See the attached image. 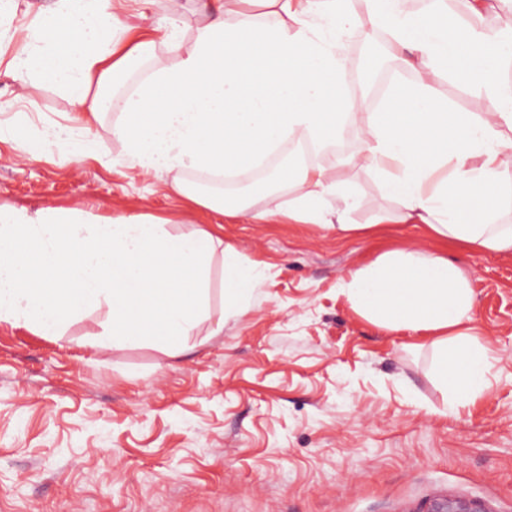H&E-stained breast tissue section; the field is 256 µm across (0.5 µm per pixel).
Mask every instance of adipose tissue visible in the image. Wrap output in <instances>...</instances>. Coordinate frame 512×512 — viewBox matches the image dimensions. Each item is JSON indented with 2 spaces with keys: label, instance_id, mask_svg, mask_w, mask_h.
Listing matches in <instances>:
<instances>
[{
  "label": "adipose tissue",
  "instance_id": "adipose-tissue-1",
  "mask_svg": "<svg viewBox=\"0 0 512 512\" xmlns=\"http://www.w3.org/2000/svg\"><path fill=\"white\" fill-rule=\"evenodd\" d=\"M250 2L205 0L208 20L188 42L174 28L134 35L112 0H56L20 32L0 29L7 73L29 89L55 85L70 107L65 124H45L35 140L19 134L25 112H1L0 141L24 157L63 140L70 160L80 162L96 156V126L112 110L124 117L113 133L125 144L129 167L166 175L176 194L250 219L248 199L190 193L184 171L234 173L274 145L325 140L339 131L341 105L367 130L364 149L329 169L280 168L267 192L268 215L362 232V225L333 222L327 202L347 197V170L366 168L396 201L395 223L424 225L472 252L512 255V224L499 221L512 207V81L504 77L512 69V27L462 23L449 16L447 0H427L419 11L408 0H260L261 14L246 12ZM365 23L384 33L391 54L418 75L398 84L377 111L342 99L336 42L312 36L317 24L348 31ZM160 44L176 62L157 54ZM138 60L151 66L137 89L108 95ZM439 72L478 88L473 111L453 112L436 100L426 79ZM284 189L293 193L285 204L278 200ZM222 264L230 317L248 306L264 270L229 244ZM337 286L381 327L436 332L437 378L452 405L486 391L491 363L471 333L473 287L453 259L402 246L349 270Z\"/></svg>",
  "mask_w": 512,
  "mask_h": 512
}]
</instances>
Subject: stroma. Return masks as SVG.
<instances>
[{
    "label": "stroma",
    "instance_id": "1",
    "mask_svg": "<svg viewBox=\"0 0 512 512\" xmlns=\"http://www.w3.org/2000/svg\"><path fill=\"white\" fill-rule=\"evenodd\" d=\"M138 34L176 26L191 39L198 0H113ZM365 29L337 36L347 94L376 102L360 81ZM429 85L455 112L476 89L440 73ZM59 89L34 90L25 133L61 121ZM116 112L97 127L99 156L63 144L25 160L0 142V205L80 208L102 219L145 214L169 232L206 230L266 269L250 305L224 324L202 322L187 348L155 341L90 347L102 317L45 335L0 323V512H428L459 497L512 512V255L471 253L417 224H382L396 205L370 171H347L368 233L228 218L171 193L124 161ZM341 134L311 163L331 167L367 137ZM409 245L444 251L472 281L471 326L493 368L489 389L448 410L433 335L374 325L337 288L377 254Z\"/></svg>",
    "mask_w": 512,
    "mask_h": 512
}]
</instances>
